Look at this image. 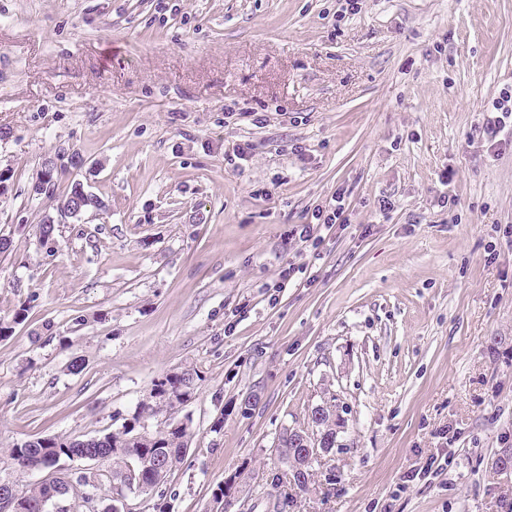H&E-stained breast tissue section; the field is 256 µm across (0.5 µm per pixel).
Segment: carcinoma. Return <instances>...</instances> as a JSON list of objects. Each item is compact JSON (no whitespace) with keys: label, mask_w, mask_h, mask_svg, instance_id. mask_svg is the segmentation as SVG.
<instances>
[{"label":"carcinoma","mask_w":512,"mask_h":512,"mask_svg":"<svg viewBox=\"0 0 512 512\" xmlns=\"http://www.w3.org/2000/svg\"><path fill=\"white\" fill-rule=\"evenodd\" d=\"M199 376L194 370L166 374L154 382L148 400L141 403L131 418L120 427L97 437V442L87 446L64 436L38 438L31 443L9 450L11 463L22 470H51L58 459L69 460L93 447L112 459V477L121 476L132 460L139 461L137 472L149 490L157 493L156 512H166L162 486L166 476L179 464L187 450L188 427L172 417L175 410L193 393ZM165 417L162 425L153 432H144L143 424L158 416ZM311 430L286 429L279 438L276 452L280 461L291 469L294 485L304 490L315 474L319 458L325 457L336 447L341 418L332 406H316L309 414ZM21 512H48L42 506L47 497L44 483L39 482L21 491Z\"/></svg>","instance_id":"obj_1"}]
</instances>
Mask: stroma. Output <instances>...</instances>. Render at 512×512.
I'll list each match as a JSON object with an SVG mask.
<instances>
[{"label": "stroma", "mask_w": 512, "mask_h": 512, "mask_svg": "<svg viewBox=\"0 0 512 512\" xmlns=\"http://www.w3.org/2000/svg\"><path fill=\"white\" fill-rule=\"evenodd\" d=\"M340 7L0 0V484L44 477L13 446L112 431L191 369L168 512L512 499V144L479 129L512 86V0ZM77 182L101 208L66 213ZM339 192L348 223L289 239ZM326 403L344 426L302 491L273 448Z\"/></svg>", "instance_id": "1"}]
</instances>
